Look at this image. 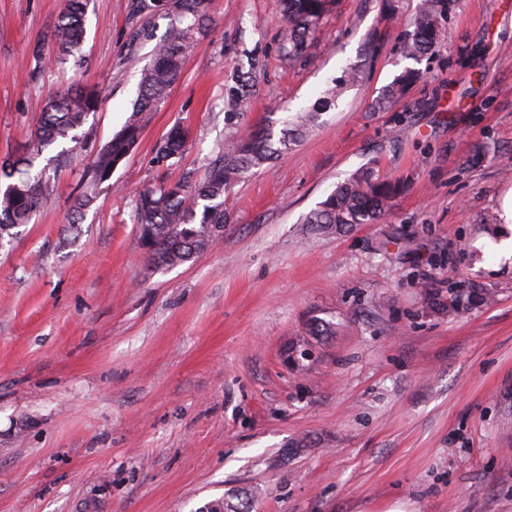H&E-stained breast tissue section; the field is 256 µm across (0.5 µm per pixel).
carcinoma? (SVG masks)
<instances>
[{"mask_svg": "<svg viewBox=\"0 0 512 512\" xmlns=\"http://www.w3.org/2000/svg\"><path fill=\"white\" fill-rule=\"evenodd\" d=\"M89 0H66L50 42H39L33 56L54 52L65 60L78 52L86 39L85 15ZM285 16L284 49L288 56L303 54L324 15L336 6V0H279ZM164 0H131L130 13L141 17L157 12ZM180 22L169 28L156 46L151 64L143 71L137 99L131 115L113 137L101 145L83 172L81 191L73 201V221L68 231L78 230L85 211L94 204L101 185L136 149L150 113L164 103L172 85L179 79L185 53L193 44L209 15L210 0H174ZM452 0H422L412 21L413 30L403 43L402 56L418 62L437 43L440 24L451 11ZM362 70L347 65L334 79L318 102L304 112L279 121V132L267 126L244 138L235 139L220 150L198 183H161L142 192L135 203V221L140 240L150 262L157 268L184 264L208 251L224 236L227 222L224 196L254 168L288 153L305 133L322 123V116L336 104L339 95L360 82ZM422 78L419 69L406 67L387 87L374 106L386 108L401 98L408 87ZM99 94L74 85L40 99V121L32 135L36 153L7 158L0 164V239L22 224H27L53 191L46 169L34 170L43 151L64 140L77 144V131L96 111ZM188 140V132L176 125L167 133L158 151L166 162L179 160ZM398 181L378 177L365 167L338 184L336 189L304 218V223L338 232L354 224H371L383 218L391 200L401 191ZM258 494L234 490L210 503L206 512H252Z\"/></svg>", "mask_w": 512, "mask_h": 512, "instance_id": "obj_1", "label": "carcinoma"}]
</instances>
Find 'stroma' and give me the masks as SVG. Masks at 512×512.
I'll return each instance as SVG.
<instances>
[{
  "mask_svg": "<svg viewBox=\"0 0 512 512\" xmlns=\"http://www.w3.org/2000/svg\"><path fill=\"white\" fill-rule=\"evenodd\" d=\"M129 4L90 0L82 60L62 63L32 49L63 0H0V157L28 152L40 98L100 92L72 161H36L53 194L0 242V512H197L238 488L259 490L257 512H512V0H457L423 79L380 111L420 0L390 22L383 0H338L298 58L277 0H212L73 237L83 170L177 19ZM349 63L363 79L324 125L228 193L223 238L155 268L139 193L200 180L225 141L310 107ZM177 124L186 150L158 162ZM366 166L406 185L382 220L304 223ZM313 320L330 335H307Z\"/></svg>",
  "mask_w": 512,
  "mask_h": 512,
  "instance_id": "1",
  "label": "stroma"
}]
</instances>
